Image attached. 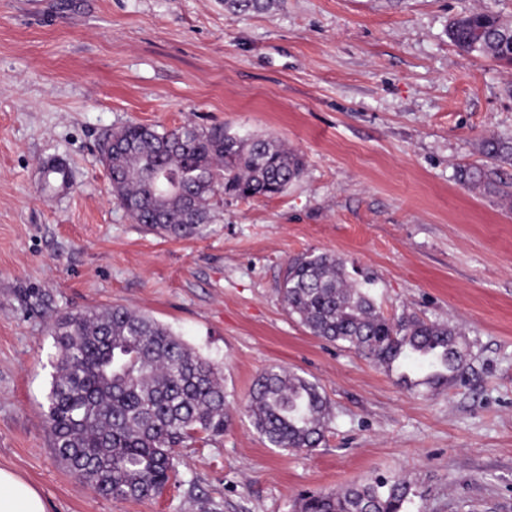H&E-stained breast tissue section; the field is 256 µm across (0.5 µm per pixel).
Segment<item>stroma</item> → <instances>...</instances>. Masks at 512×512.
Instances as JSON below:
<instances>
[{
  "mask_svg": "<svg viewBox=\"0 0 512 512\" xmlns=\"http://www.w3.org/2000/svg\"><path fill=\"white\" fill-rule=\"evenodd\" d=\"M512 0H0V466L47 512H296L403 475L406 512H512V203L456 180L482 142L512 141V69L460 52L454 15ZM191 121L279 140L305 160L270 198L213 197L206 236L172 240L110 193L99 145L134 122ZM66 166L67 191L46 181ZM329 252L385 316L458 327L466 370L408 389L312 336L282 302L294 257ZM124 306L218 364L232 421L177 448L144 501L101 497L60 465L44 412L49 315ZM280 366L316 381L333 422L310 453L269 447L244 404ZM284 0H224V9L230 14L270 12L282 6Z\"/></svg>",
  "mask_w": 512,
  "mask_h": 512,
  "instance_id": "obj_1",
  "label": "stroma"
}]
</instances>
